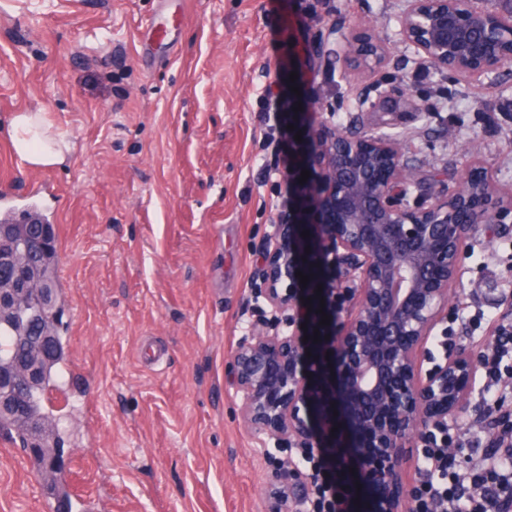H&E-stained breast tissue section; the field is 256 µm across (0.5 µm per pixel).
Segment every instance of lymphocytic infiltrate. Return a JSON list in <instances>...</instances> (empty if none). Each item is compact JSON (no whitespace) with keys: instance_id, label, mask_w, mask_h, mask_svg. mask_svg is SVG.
Segmentation results:
<instances>
[{"instance_id":"f902f5d3","label":"lymphocytic infiltrate","mask_w":512,"mask_h":512,"mask_svg":"<svg viewBox=\"0 0 512 512\" xmlns=\"http://www.w3.org/2000/svg\"><path fill=\"white\" fill-rule=\"evenodd\" d=\"M491 345L479 387L487 406L505 421L493 438L494 454L479 456L470 470L461 471L443 435L417 461L429 476L428 488L441 512H491L495 507L512 512V426L507 423L512 412L504 408L512 388V324L499 327Z\"/></svg>"}]
</instances>
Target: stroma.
<instances>
[{
    "instance_id": "stroma-1",
    "label": "stroma",
    "mask_w": 512,
    "mask_h": 512,
    "mask_svg": "<svg viewBox=\"0 0 512 512\" xmlns=\"http://www.w3.org/2000/svg\"><path fill=\"white\" fill-rule=\"evenodd\" d=\"M154 0H0V193L55 199L65 360L81 373L59 419L64 491L0 431V512H265L275 463L246 429L232 384L254 312L260 249L288 215L294 132L265 121L266 94L302 69L308 119L362 114L364 75L328 55L331 26H370L391 55L398 105L364 114L400 133L406 162L441 195L478 142L512 194V69L480 83L422 62L398 36L405 0H185L166 18L176 52L146 71L136 50ZM45 113L72 145L37 170L11 151L14 113ZM448 334L487 337L512 286V220L465 244ZM485 309L478 329L463 311Z\"/></svg>"
}]
</instances>
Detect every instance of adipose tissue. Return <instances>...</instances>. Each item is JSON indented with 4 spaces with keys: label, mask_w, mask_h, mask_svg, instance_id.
<instances>
[{
    "label": "adipose tissue",
    "mask_w": 512,
    "mask_h": 512,
    "mask_svg": "<svg viewBox=\"0 0 512 512\" xmlns=\"http://www.w3.org/2000/svg\"><path fill=\"white\" fill-rule=\"evenodd\" d=\"M14 154L34 169H49L61 164L71 145L46 124L43 113L19 112L8 131Z\"/></svg>",
    "instance_id": "adipose-tissue-1"
}]
</instances>
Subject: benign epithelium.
I'll use <instances>...</instances> for the list:
<instances>
[{
  "label": "benign epithelium",
  "instance_id": "1",
  "mask_svg": "<svg viewBox=\"0 0 512 512\" xmlns=\"http://www.w3.org/2000/svg\"><path fill=\"white\" fill-rule=\"evenodd\" d=\"M336 34L330 54L350 69L372 72L385 62L373 32L328 31ZM399 35L415 55L461 78L512 67V13L476 0H406ZM306 116L305 96L288 92L289 120L301 130ZM471 153L473 172L462 185L420 204L410 199L426 194L425 181L387 135L323 120L318 138L297 144L293 210L288 223L272 225L261 250L254 300L266 306L246 323L232 361L244 423L263 453L298 451L279 462L267 512H311L305 463L321 441L347 487L332 496L330 512H420L421 489L404 480L408 453L421 456L450 425L486 426L468 415L479 393L474 348L459 343L423 364L462 280L464 238L512 217V197L496 191L478 143ZM304 170L310 176L301 183ZM297 291L308 298L305 344L292 330ZM324 314L328 325L320 324Z\"/></svg>",
  "mask_w": 512,
  "mask_h": 512
}]
</instances>
